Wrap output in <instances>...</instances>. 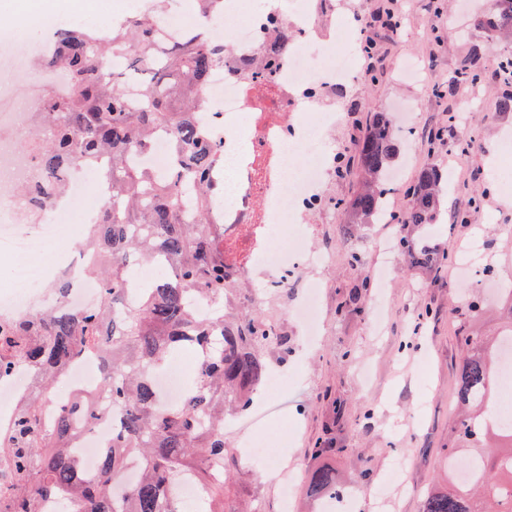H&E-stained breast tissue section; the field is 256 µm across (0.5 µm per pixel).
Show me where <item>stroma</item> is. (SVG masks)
I'll list each match as a JSON object with an SVG mask.
<instances>
[{
	"label": "stroma",
	"mask_w": 512,
	"mask_h": 512,
	"mask_svg": "<svg viewBox=\"0 0 512 512\" xmlns=\"http://www.w3.org/2000/svg\"><path fill=\"white\" fill-rule=\"evenodd\" d=\"M41 14L59 18L72 13L80 28L100 24L102 15L124 13L122 0H39ZM366 12L403 10L404 34L384 25L369 32L376 58L375 77L337 92L341 121L328 129L325 142L342 151L348 177L328 185L333 200L350 198L358 188L356 144L372 112L399 115L402 103L424 99L425 108L412 131L398 129V152L392 163L400 179L387 199L396 218L389 224H351L344 211L317 213L307 235L311 252L333 258L328 267H313L319 294L320 334L307 346L293 319L283 312L303 294L301 284L275 288L246 277L231 294L224 315L268 317L280 322L292 350L280 357L266 351L268 364L288 379L294 401L287 423L269 420L265 429L278 437L274 454L280 468L295 475L290 505H283L276 473L237 453V438L225 432L234 450V478L227 501H240L253 512H316L308 491L309 475L318 467L333 471L337 487L358 493L366 512H422L423 497L444 469L454 410L456 373L462 333L490 336L496 330L503 296L491 295L477 282L458 276L466 247H473L478 265L493 266L499 278L512 281V235L499 227L512 225V194L500 183L512 161L503 159L505 131H512V111L502 110L512 97V79L502 74L512 59V40L496 37L479 23L485 0H362ZM428 61L429 98L404 75L407 55ZM467 72L475 80L465 125L474 146L460 153L449 132L451 84ZM448 175L435 224L424 228L401 223L405 192L428 166ZM425 242L442 263L427 267L401 251L385 266L383 241ZM480 298L477 321L465 318L466 305Z\"/></svg>",
	"instance_id": "1"
}]
</instances>
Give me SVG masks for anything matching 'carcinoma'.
<instances>
[{
	"label": "carcinoma",
	"instance_id": "cac0c4a2",
	"mask_svg": "<svg viewBox=\"0 0 512 512\" xmlns=\"http://www.w3.org/2000/svg\"><path fill=\"white\" fill-rule=\"evenodd\" d=\"M198 19L178 38H166L155 19L139 14L106 30L58 29L53 50L38 58L41 68L68 74L64 96L42 97L29 112L35 134L30 141L39 178L16 189L28 196L32 212L46 209L60 191L65 168L79 164L106 177L112 203L97 212L85 235L84 248L95 256L84 272L97 279L98 306L68 311L73 280L53 288L55 304L23 318L0 333V375L23 369L34 388L18 403L17 415L0 424V457L13 465L14 512H40L44 499L57 498L65 512H181L169 487L189 475L200 485L206 512H244L224 504L229 480V453L224 444V407H249L268 367L265 350L288 354V337L251 318L224 320L228 268L224 264V229L210 222L213 208L211 173L224 155V145L199 121L203 100L198 92L211 71L224 66L229 50L210 40L207 27L224 0H194ZM481 24L491 32L512 35V0H491ZM276 36L256 59L251 77L261 83L274 76V50L288 48L294 31L285 17L271 20ZM141 71V103L131 105L125 79ZM165 133L170 164L163 173L134 167L128 155L150 147ZM398 149L389 112H373L357 153L363 187L340 202L359 223L380 217L391 192L387 178ZM446 176L435 166L424 169L407 192L404 224H431ZM403 249L416 262L431 265L426 245L405 240ZM163 267L167 274L137 288L130 305L125 285L136 281L137 262ZM217 301L208 314L193 300ZM512 340V309L497 336L463 338L456 376L458 418L448 449V486L430 489L422 512H512V444L494 460L483 444L500 435L512 440V428L491 419L497 342ZM198 353L195 380L185 399L163 408L153 381L182 346ZM95 355L103 363L102 384L120 412L119 426L100 472L88 475L71 446L73 417L87 428L101 410L79 399L58 410L47 422L44 407L53 379L70 363ZM481 463L477 479L463 483L454 472L472 460ZM139 464V480L114 494V481L130 461ZM335 490L333 473L324 467L310 475V493Z\"/></svg>",
	"mask_w": 512,
	"mask_h": 512
}]
</instances>
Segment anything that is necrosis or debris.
Here are the masks:
<instances>
[{
  "label": "necrosis or debris",
  "instance_id": "1",
  "mask_svg": "<svg viewBox=\"0 0 512 512\" xmlns=\"http://www.w3.org/2000/svg\"><path fill=\"white\" fill-rule=\"evenodd\" d=\"M245 0H224L223 15L210 24L213 42L232 54L216 71L202 98L200 115L209 132L224 144V161L214 172L212 185L223 190V206L212 211L213 223L223 225L224 243L240 249L245 259L231 264L232 274H279L300 277L306 263L299 255V241L278 240L280 225L314 214L327 204L323 184L336 173V154L323 150L326 129L338 120L335 109L325 104L327 94L360 78L355 67L360 59V26L342 33H325L336 13L330 0H271L266 9L248 11ZM289 15L296 38L283 52L276 75L256 85L245 77L249 63L271 40L269 21ZM46 45L29 44L21 31L0 30V66L8 69L12 84L0 90V128L27 127V115L19 102L33 99L40 85L57 93L68 88V76L60 70L30 75L26 63L46 53ZM37 179L30 153L0 137V184L28 185ZM63 190L36 222L26 195L0 200V257L15 258L10 289L0 290V328L21 320L40 308L41 289L56 271V257L65 249L60 223L87 220L110 193L86 168H67ZM40 263H30L31 255ZM87 359L75 361L53 393L54 407L70 405L80 395L95 400L102 411L96 427L80 431L75 446L89 474H97L98 462L112 442V405L100 380L86 381L82 371Z\"/></svg>",
  "mask_w": 512,
  "mask_h": 512
}]
</instances>
